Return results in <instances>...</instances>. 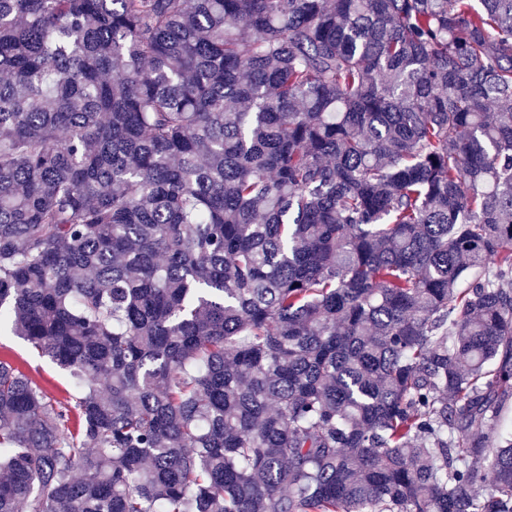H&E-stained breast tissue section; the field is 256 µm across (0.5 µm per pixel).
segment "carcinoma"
Returning <instances> with one entry per match:
<instances>
[{
    "mask_svg": "<svg viewBox=\"0 0 512 512\" xmlns=\"http://www.w3.org/2000/svg\"><path fill=\"white\" fill-rule=\"evenodd\" d=\"M1 74L80 397L0 360V512H512V0H0Z\"/></svg>",
    "mask_w": 512,
    "mask_h": 512,
    "instance_id": "cac0c4a2",
    "label": "carcinoma"
}]
</instances>
